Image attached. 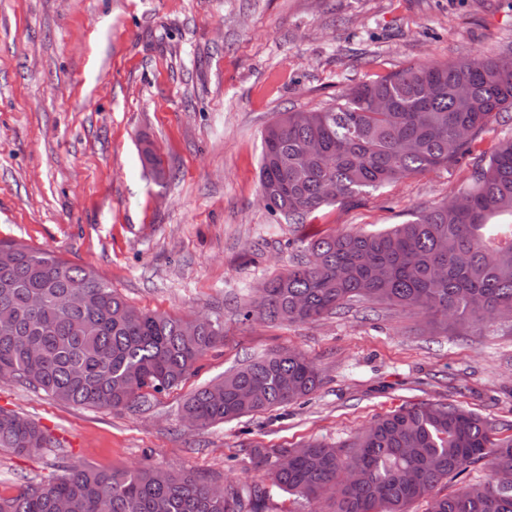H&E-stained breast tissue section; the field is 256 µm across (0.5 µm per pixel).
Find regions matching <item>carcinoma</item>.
Masks as SVG:
<instances>
[{
    "label": "carcinoma",
    "mask_w": 512,
    "mask_h": 512,
    "mask_svg": "<svg viewBox=\"0 0 512 512\" xmlns=\"http://www.w3.org/2000/svg\"><path fill=\"white\" fill-rule=\"evenodd\" d=\"M382 98L388 108L380 111ZM512 121V57L411 66L353 86L339 102L280 112L263 131L260 189L267 208L303 224L336 203L467 158L485 127ZM143 164L164 176L151 145ZM309 260L263 281L244 320L305 323L354 304H387L434 322L491 327L512 313V139L474 164L472 183L451 200L390 228L308 240ZM82 296L77 306L68 297ZM185 319L142 311L90 270L0 239V374L66 404L134 409L170 390L224 342L220 316ZM317 365L288 348L196 389L183 417L196 428L284 407L315 393ZM50 442L35 422L0 410V448L30 453ZM262 485L217 489L152 466L103 471L69 464L48 482L0 496V512H263L281 491L330 512H512V433L448 402H420L377 418L341 445L245 448ZM482 483L442 486L470 467Z\"/></svg>",
    "instance_id": "carcinoma-1"
}]
</instances>
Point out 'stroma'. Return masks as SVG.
<instances>
[{
	"label": "stroma",
	"mask_w": 512,
	"mask_h": 512,
	"mask_svg": "<svg viewBox=\"0 0 512 512\" xmlns=\"http://www.w3.org/2000/svg\"><path fill=\"white\" fill-rule=\"evenodd\" d=\"M512 55V0H0V238L91 270L130 304L222 315L224 344L178 387L131 410L55 401L0 380V409L52 443L0 448V495L61 466L176 467L211 484L262 483L243 450L342 443L421 401L512 424V322L452 332L382 306L287 324L243 320L302 242L400 224L466 186L471 161L415 174L307 223L259 192L261 132L410 65ZM151 143L165 178L143 167ZM281 348L323 383L309 399L206 429L183 401Z\"/></svg>",
	"instance_id": "35a3bbf8"
}]
</instances>
